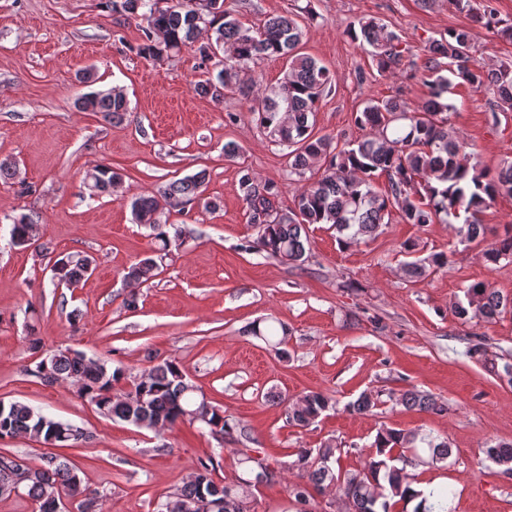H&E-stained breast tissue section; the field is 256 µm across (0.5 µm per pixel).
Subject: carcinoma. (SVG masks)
I'll use <instances>...</instances> for the list:
<instances>
[{"label": "carcinoma", "instance_id": "1", "mask_svg": "<svg viewBox=\"0 0 512 512\" xmlns=\"http://www.w3.org/2000/svg\"><path fill=\"white\" fill-rule=\"evenodd\" d=\"M112 11L138 22L143 42L138 52L145 58L156 59L193 43L199 33H207V43L200 48L203 60L218 59L221 69L197 85V92L221 102L228 91L250 95L241 74L250 65L271 57L288 58V70L281 83L256 92L250 111L258 115L259 125L274 141L288 150L289 175L305 178L316 161H323L321 175L305 186L281 208L276 201L281 194L274 182H262L246 172L239 180L243 200L249 208L250 223L258 228V236L250 246L284 264L299 267L305 261L308 228L312 224H328L336 230L338 243L344 247L357 245L379 234L391 209L399 211L407 224L424 227L435 222L465 214L464 222L455 227L459 242L473 243L485 236V225L476 216L499 196H512V164L495 171L471 162L466 143L448 128L449 105L444 95L455 77L475 87H489L496 97V107L512 111V63L496 65L478 63L469 56L472 34L466 28L452 29L448 35L424 46V68L435 76L428 83L427 100L418 108L398 96L372 100L364 107L357 123L366 135L349 148L338 149L332 138L314 134L317 103L330 87L329 70L315 58L299 51L306 35L297 21L286 16L268 18L261 29L243 28L237 19L223 9L224 0L210 2L205 9L194 0H108ZM473 21L497 35L512 41V26L498 28L493 0H484L483 10L473 15ZM352 39L370 47L369 53L378 71L395 74L413 65L410 48L400 37L373 19L359 22L351 28ZM448 72V76L441 72ZM82 112H97L109 121L122 118L128 111L125 96L114 90L91 91L78 98ZM389 178L388 190L381 193L373 184L376 172ZM206 173L174 180L154 194H142L132 200L131 208L137 223L152 231L159 250L168 252L171 238L165 231L162 215L167 208L186 204L199 196ZM122 180V174L110 165L100 164L87 171L83 184L89 198L107 193ZM11 242L23 247L38 240L39 224L27 215L12 219ZM487 261L497 263L512 259V224L503 225L494 247L484 253ZM91 256L68 253L60 256L53 266L54 278L68 290H74L88 279L86 263ZM448 265V256L434 253L404 264L411 278H424ZM158 265L146 257L131 264L125 279L141 284L156 276ZM461 320L478 318L492 322L512 313V298L504 297L483 282L470 285L464 299L454 306ZM286 332V329L279 330ZM276 328L254 324L250 333L277 348L286 359L288 352L280 345L285 338L277 337ZM37 373L48 381L67 380L77 386L81 397L91 403L104 418L119 419L138 428L160 432L179 423L198 424L208 429L216 439L233 436L237 425L224 417V410L210 406L207 419L199 423L191 414L206 400L198 396L197 387L187 380L176 359L168 358L144 370L130 391L118 396L115 386L125 378V369L107 360L87 357L78 350H57L42 359ZM400 404L407 409L441 414L447 406L428 394L407 390ZM335 403L327 395L309 391L285 405L288 424L308 427L315 423ZM377 406V400L367 393L347 404L346 410L366 414ZM27 437L48 448L78 447L89 436L77 426L50 418L26 404L12 402L0 405V438ZM416 436L393 428L380 429L372 444L374 452L364 470L335 474L330 463L336 459L337 446L327 443L319 448H299L297 466L302 477L316 486L336 488L347 499L351 512H392L396 504L417 498L413 512H448V500L454 491L450 486L432 489L429 493L411 488L413 478L406 472L408 457L394 454L396 448H409ZM431 459L442 461L451 454L448 442L439 443L427 437ZM487 456L512 472V444L491 445ZM238 464L249 477L239 478L234 485H224L212 477L213 458L200 468L181 489L166 502L159 512H172L169 505L193 506L207 497L224 502L216 512H251L250 488L260 483L274 485L280 472L264 458L248 455L241 450ZM28 496L34 512H57L56 504L64 497L94 502L97 492L79 476V468L53 455H43L32 466L27 479Z\"/></svg>", "mask_w": 512, "mask_h": 512}]
</instances>
